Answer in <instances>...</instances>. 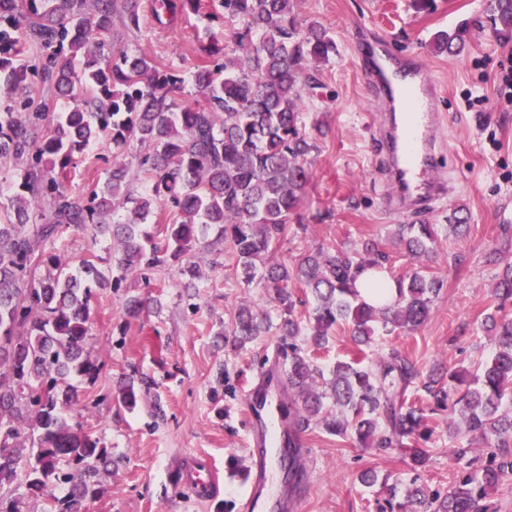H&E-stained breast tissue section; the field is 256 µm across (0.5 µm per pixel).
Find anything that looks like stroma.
I'll use <instances>...</instances> for the list:
<instances>
[{"label": "stroma", "instance_id": "35a3bbf8", "mask_svg": "<svg viewBox=\"0 0 512 512\" xmlns=\"http://www.w3.org/2000/svg\"><path fill=\"white\" fill-rule=\"evenodd\" d=\"M486 5V0H435L432 9L422 10L415 0H300L298 7L300 28L323 25L336 41V55L305 99V123L321 121L325 134L312 158L300 221L289 224L274 256L291 262L319 245L348 251L373 239L389 255L387 276L404 277L425 266L442 275L444 286L429 320L416 331L381 340L383 348L411 355L425 373L438 363L470 372L494 350L485 320L498 313L494 288L504 264L495 252L512 230V105L500 99L498 77L501 61L512 55V40L492 32ZM463 22L470 28L464 50L434 54L433 35ZM206 28L217 39H232L233 27L223 20L193 15L168 26L147 9L140 32L125 35L118 47L189 71L200 58ZM375 30L395 50L418 56L441 89L439 175L454 179L456 190L427 215L437 232L427 258H411L393 243L398 225L415 218L386 206L392 187L373 136L385 106L355 50L361 36ZM471 95L480 97V104L468 105ZM112 159L108 140L79 156L70 195H82L89 180L105 181ZM459 207L469 216L464 236L454 234L447 221ZM184 282L175 267L148 278L133 272L119 288L97 294L87 350L101 370L80 384V403L71 412L101 439L113 464L101 474L86 512H236L249 465L245 398L276 361L280 338L272 333L240 349L225 344L224 332L241 301L275 321L280 307L263 289L241 283L229 249L220 265L198 262L193 290H185ZM131 295L151 297L155 304L148 314L130 318L125 300ZM126 375L141 381V400L131 410L118 399ZM305 439L313 465L301 512H374L382 488L361 485L362 471L375 470L391 481L413 476L398 453L363 448L317 427ZM455 445L445 421H438L423 474L431 488H452L464 466L453 454ZM190 452L209 456L223 476L224 493L214 503L189 500L176 482L175 459Z\"/></svg>", "mask_w": 512, "mask_h": 512}]
</instances>
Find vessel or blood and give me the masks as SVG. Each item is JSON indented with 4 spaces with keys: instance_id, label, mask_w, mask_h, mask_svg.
Listing matches in <instances>:
<instances>
[{
    "instance_id": "1",
    "label": "vessel or blood",
    "mask_w": 512,
    "mask_h": 512,
    "mask_svg": "<svg viewBox=\"0 0 512 512\" xmlns=\"http://www.w3.org/2000/svg\"><path fill=\"white\" fill-rule=\"evenodd\" d=\"M361 67L392 119L378 128L388 175L396 188L390 203L395 210L422 212L448 194L436 174L439 86L414 56L393 53L387 40H370L358 47ZM269 390L251 391L244 416L251 459L239 512H299L302 485H291L282 464L283 419L273 409ZM179 483L189 498L209 503L221 496L220 474L204 454L181 457Z\"/></svg>"
}]
</instances>
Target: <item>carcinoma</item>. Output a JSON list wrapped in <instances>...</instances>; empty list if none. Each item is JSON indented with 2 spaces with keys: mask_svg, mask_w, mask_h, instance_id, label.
Masks as SVG:
<instances>
[{
  "mask_svg": "<svg viewBox=\"0 0 512 512\" xmlns=\"http://www.w3.org/2000/svg\"><path fill=\"white\" fill-rule=\"evenodd\" d=\"M298 5L217 0L215 9L236 23L232 44L207 36L187 73L113 49L119 37L140 31V0H0V159L13 164L0 216V487L20 481L28 493L50 496L52 512H80L95 497L112 459L67 414L79 404L70 379L91 381L99 371L86 350L94 289L176 265L192 279L189 253L197 244L204 248L196 258L215 265L228 246L244 285L273 293L282 307L274 327L241 303L224 341L243 347L273 327L282 336L288 447H301L316 426L352 434L366 448L397 450L417 471L428 463L435 417L446 411L448 430H458V414L489 448L446 494L419 474L403 487L382 482L386 498L376 512H489V490L512 475V410L503 409V400L512 401L511 319H491L495 352L468 382L440 364L424 374L397 349L372 362L379 332H411L430 318L440 278L420 271L394 278L395 300L377 307L356 286L368 273L366 288L383 296L375 273L387 255L372 239L353 252L318 248L292 265L270 262L272 245L303 204L308 157L318 150L305 129L303 93L319 85L316 71L336 54L325 27L299 30ZM202 8V0H160L154 16L171 25ZM487 11L493 32L511 37L512 0H488ZM467 37L461 24L438 32L431 47L456 54ZM32 46L47 53L40 82L60 103L52 116L33 96L21 59ZM80 96L85 106H70ZM99 140L112 141L116 154L105 184L72 198L66 183L76 159ZM135 147L136 163L120 159ZM137 181L144 192L134 189ZM155 210L165 217L161 241L146 230ZM70 228L118 241L109 268L94 254L72 268L38 249ZM397 237L413 256L434 251L431 224H400ZM292 281L314 298L304 321L294 315ZM496 296L512 302L511 261ZM343 325L354 349L325 370L306 347L325 348ZM138 398L134 381L123 382L120 402L133 408ZM23 430L33 449L27 465L18 451ZM57 482L68 485L61 499L51 495Z\"/></svg>",
  "mask_w": 512,
  "mask_h": 512,
  "instance_id": "1",
  "label": "carcinoma"
}]
</instances>
